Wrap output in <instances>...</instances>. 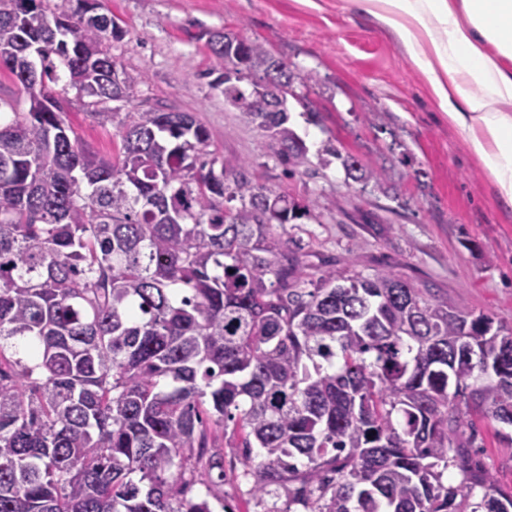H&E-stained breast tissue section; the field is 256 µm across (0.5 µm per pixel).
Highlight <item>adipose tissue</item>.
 <instances>
[{"instance_id": "obj_1", "label": "adipose tissue", "mask_w": 512, "mask_h": 512, "mask_svg": "<svg viewBox=\"0 0 512 512\" xmlns=\"http://www.w3.org/2000/svg\"><path fill=\"white\" fill-rule=\"evenodd\" d=\"M422 0H385V23L411 36L416 20L433 56L417 57L426 71L440 68L434 89L449 121L469 140L503 203L512 206V0H423L436 19L428 24Z\"/></svg>"}]
</instances>
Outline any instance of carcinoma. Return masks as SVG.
Segmentation results:
<instances>
[{
    "label": "carcinoma",
    "mask_w": 512,
    "mask_h": 512,
    "mask_svg": "<svg viewBox=\"0 0 512 512\" xmlns=\"http://www.w3.org/2000/svg\"><path fill=\"white\" fill-rule=\"evenodd\" d=\"M83 2L0 0V70L26 93L0 110V512H214L226 448L258 501L285 498L271 512H512L471 455L473 416L512 427V329L392 271L303 260L271 227L311 209L209 151L192 113L109 111L142 77ZM226 40L247 62L227 78ZM208 44L202 76L289 171L336 159L383 189L329 138L309 155L255 89L296 99L313 74L234 33ZM72 90L117 122L115 156L67 123Z\"/></svg>",
    "instance_id": "obj_1"
}]
</instances>
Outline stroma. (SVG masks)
Instances as JSON below:
<instances>
[{"label": "stroma", "instance_id": "1", "mask_svg": "<svg viewBox=\"0 0 512 512\" xmlns=\"http://www.w3.org/2000/svg\"><path fill=\"white\" fill-rule=\"evenodd\" d=\"M123 30L111 52L143 77L130 100L193 113L210 133V151L249 162L254 180L311 206L314 216L288 225L304 252L335 262L355 260L372 274L393 268L449 306L493 314L512 327V208L502 205L461 132L444 114L415 56L429 43L403 39L353 0H100ZM231 31L263 44L317 80L296 86L290 121L310 148L334 139L342 155L383 172V190L347 179L340 163L288 174L273 142L207 80L210 33ZM67 116L78 137L103 156L115 153V128L71 98ZM477 458L512 491V446L496 422H476Z\"/></svg>", "mask_w": 512, "mask_h": 512}]
</instances>
